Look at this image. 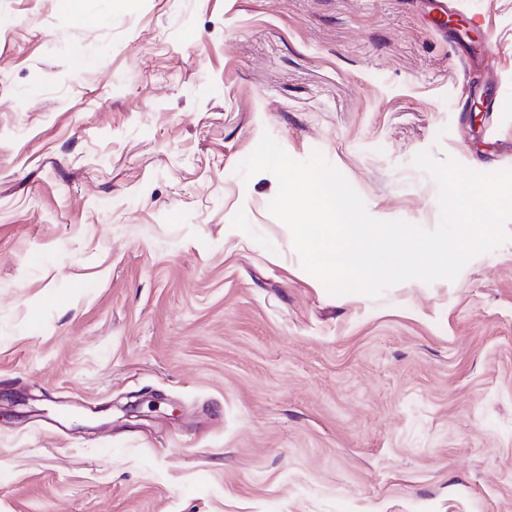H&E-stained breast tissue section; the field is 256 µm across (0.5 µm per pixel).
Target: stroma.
Here are the masks:
<instances>
[{
    "instance_id": "stroma-1",
    "label": "stroma",
    "mask_w": 512,
    "mask_h": 512,
    "mask_svg": "<svg viewBox=\"0 0 512 512\" xmlns=\"http://www.w3.org/2000/svg\"><path fill=\"white\" fill-rule=\"evenodd\" d=\"M266 133L435 229L417 153L512 170V0H0V512H512V238L330 294Z\"/></svg>"
}]
</instances>
